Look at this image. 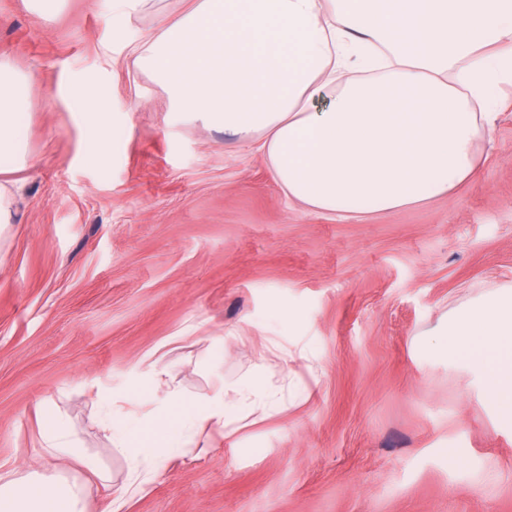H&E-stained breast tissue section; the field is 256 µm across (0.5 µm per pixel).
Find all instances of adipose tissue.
I'll return each mask as SVG.
<instances>
[{
	"mask_svg": "<svg viewBox=\"0 0 512 512\" xmlns=\"http://www.w3.org/2000/svg\"><path fill=\"white\" fill-rule=\"evenodd\" d=\"M137 60L182 118L260 141L289 199L330 215L387 212L473 177L500 87L512 84V0H400L388 11L381 0H193ZM31 81L0 55V160L14 170L27 161L21 116ZM396 90L424 111H391ZM74 96L95 131L87 158L103 164L108 104L90 86ZM417 346L462 364L490 399L495 423L512 428V283L450 307ZM291 358L271 340L243 379L210 395L165 390L161 405L183 414L156 423L153 442L171 455L190 447L197 430L229 438L252 415L269 416L279 401L263 374ZM43 422L47 457L101 475L53 408ZM106 428L129 463L128 492L144 491V449L126 426ZM0 512H84L81 488L60 471L0 474Z\"/></svg>",
	"mask_w": 512,
	"mask_h": 512,
	"instance_id": "obj_1",
	"label": "adipose tissue"
}]
</instances>
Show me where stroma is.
Here are the masks:
<instances>
[{
    "mask_svg": "<svg viewBox=\"0 0 512 512\" xmlns=\"http://www.w3.org/2000/svg\"><path fill=\"white\" fill-rule=\"evenodd\" d=\"M190 0H61L36 19L0 0V54L33 74L28 164L0 233V473L53 472L49 403L110 485L77 468L86 512L128 479L104 412L151 428L148 365L195 395L252 365L239 339L297 353L285 407L227 442L158 456L123 512H512V428L464 373L420 352L449 304L512 283V85L473 178L448 196L339 217L293 202L265 151L179 119L135 62ZM110 112L107 161L70 96Z\"/></svg>",
    "mask_w": 512,
    "mask_h": 512,
    "instance_id": "1",
    "label": "stroma"
}]
</instances>
